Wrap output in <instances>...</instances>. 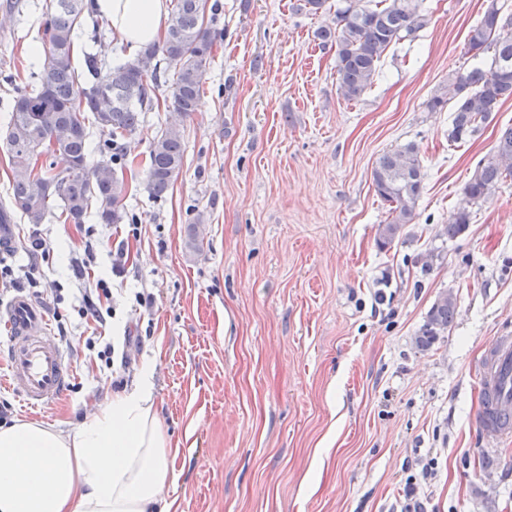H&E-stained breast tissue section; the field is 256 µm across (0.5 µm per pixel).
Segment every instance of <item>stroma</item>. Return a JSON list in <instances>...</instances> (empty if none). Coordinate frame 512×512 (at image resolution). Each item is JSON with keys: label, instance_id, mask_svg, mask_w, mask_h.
<instances>
[{"label": "stroma", "instance_id": "1", "mask_svg": "<svg viewBox=\"0 0 512 512\" xmlns=\"http://www.w3.org/2000/svg\"><path fill=\"white\" fill-rule=\"evenodd\" d=\"M214 2L226 36L201 108L180 121L154 106L125 140L124 205L137 232L92 210L80 225L50 213L36 228L17 215L0 229V263L26 273L0 282V308L38 286L69 335L90 336L70 259L92 246L90 277L112 292L102 340L129 354L128 366L109 368L96 351L67 346L66 393L31 410L1 388L7 421L73 430L132 388L148 361L176 476L171 512H512V438L497 443L488 469L473 424L477 366L512 332V179L469 207L461 236L444 234L478 162L512 126V99L461 144L448 141L450 108H427L453 72L489 67L490 54L464 52L467 33L489 4L510 13L512 0H425L429 24L389 51L355 102L339 91L335 49L315 36L335 11L309 12L303 0ZM44 3L0 0V134L17 87L40 72L30 48ZM174 122L183 168L156 201L145 189L149 145ZM408 143L425 186L415 219L382 250L388 206L372 171ZM35 229L50 250L37 262L28 255ZM445 293L456 299L454 321L419 350Z\"/></svg>", "mask_w": 512, "mask_h": 512}]
</instances>
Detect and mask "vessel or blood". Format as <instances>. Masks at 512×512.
Listing matches in <instances>:
<instances>
[{
	"label": "vessel or blood",
	"mask_w": 512,
	"mask_h": 512,
	"mask_svg": "<svg viewBox=\"0 0 512 512\" xmlns=\"http://www.w3.org/2000/svg\"><path fill=\"white\" fill-rule=\"evenodd\" d=\"M0 327L8 339L7 372L0 376V384L18 393L30 408L59 399L73 371L44 308L17 293L0 311ZM479 373L485 398L474 414L476 430L489 443L512 436V336L497 338Z\"/></svg>",
	"instance_id": "obj_1"
}]
</instances>
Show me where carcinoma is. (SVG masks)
Masks as SVG:
<instances>
[{"label":"carcinoma","mask_w":512,"mask_h":512,"mask_svg":"<svg viewBox=\"0 0 512 512\" xmlns=\"http://www.w3.org/2000/svg\"><path fill=\"white\" fill-rule=\"evenodd\" d=\"M206 4L207 0H171L162 40L115 66L87 53L84 76L74 65L73 53L87 19H92L93 30L102 29L94 19V0H46L40 79L16 91L0 139L12 163L11 207L0 211V224L11 223L16 212L28 223L40 224L57 207L64 221L72 224L82 223L93 206L104 224L129 220L123 204L128 189L118 175L125 166L121 141L137 132L143 113L152 109L162 89L168 91L173 111L184 116L196 111L213 46L224 38L217 14L206 15ZM427 24L423 0H343L336 7V24L319 28L316 37L336 47L339 90L346 100L355 101L372 87L389 49L415 39ZM489 50V69L451 74L448 94L427 102L431 111L451 105L450 143L475 136L499 104L512 98V13H503L494 2L470 29L464 47L465 53L475 56ZM91 125L107 136L94 163L90 162ZM183 154L176 129L151 142L146 190L153 199L164 198L178 178ZM44 157L51 162L39 177L33 167ZM372 177L376 193L389 205L390 220L380 226L377 238L379 247L385 248L416 215L425 178L418 147L408 143L383 153ZM509 178L512 127L501 133L465 184L466 206L444 234L454 238L465 231L470 223L467 206L488 201ZM455 311V303L446 296L434 303L417 346L432 347L453 322Z\"/></svg>","instance_id":"obj_1"}]
</instances>
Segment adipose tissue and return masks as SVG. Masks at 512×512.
<instances>
[{"label": "adipose tissue", "mask_w": 512, "mask_h": 512, "mask_svg": "<svg viewBox=\"0 0 512 512\" xmlns=\"http://www.w3.org/2000/svg\"><path fill=\"white\" fill-rule=\"evenodd\" d=\"M129 50L156 40L166 0H96ZM152 367L71 432L33 420L0 426V512H169L174 474Z\"/></svg>", "instance_id": "obj_1"}]
</instances>
